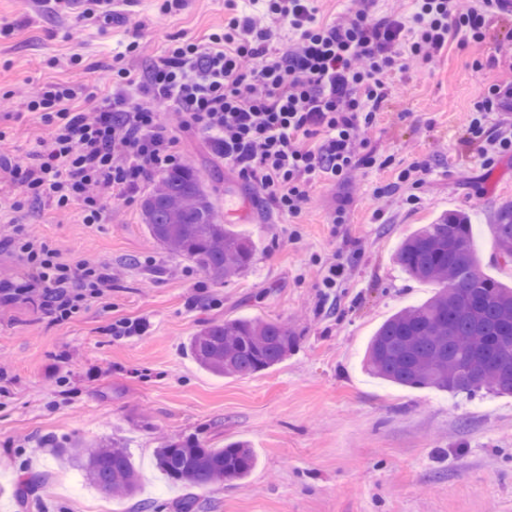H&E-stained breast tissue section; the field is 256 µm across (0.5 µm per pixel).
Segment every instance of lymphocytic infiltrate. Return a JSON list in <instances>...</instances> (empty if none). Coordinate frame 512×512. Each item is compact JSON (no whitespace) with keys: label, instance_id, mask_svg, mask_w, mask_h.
<instances>
[{"label":"lymphocytic infiltrate","instance_id":"lymphocytic-infiltrate-1","mask_svg":"<svg viewBox=\"0 0 512 512\" xmlns=\"http://www.w3.org/2000/svg\"><path fill=\"white\" fill-rule=\"evenodd\" d=\"M497 7V0H414L411 12L396 4L377 16L356 5L324 23L314 0H251L232 9L208 43L171 37L148 78L116 69L111 97L93 109H69L76 87L67 82L29 93L27 109L50 137L33 162L10 166L11 179L24 201L48 199L60 209L77 202L85 222L97 224L109 199L132 200L147 177L180 165L179 132L200 130L278 212L299 215L314 184L371 164L358 146L388 97V75L431 63L449 42L479 40ZM280 37L285 48H274ZM163 105L173 123L162 121ZM509 110L512 83L488 84L473 105L471 135L511 152L512 124L490 121ZM0 239L31 276L1 279L0 294L18 298L40 286L55 319H69L112 281L111 267L61 262L29 225L1 224Z\"/></svg>","mask_w":512,"mask_h":512}]
</instances>
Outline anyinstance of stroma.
<instances>
[{
	"mask_svg": "<svg viewBox=\"0 0 512 512\" xmlns=\"http://www.w3.org/2000/svg\"><path fill=\"white\" fill-rule=\"evenodd\" d=\"M116 0L111 21L89 14V0H0V162L28 161L49 130L26 96L43 82H71L73 110L112 93V48L130 32L158 57L177 34L203 42L222 30L225 0ZM512 36V12L486 21L484 37L456 43L427 65L389 76L387 101L364 132L370 166L350 178L316 183L296 217L280 215L253 183L225 163L206 133L182 134V162L220 204L224 223L256 243L250 269L221 281L160 247L139 203L109 200L100 223H84L79 203L43 200L10 210L19 190L0 178V219L31 225L64 262L108 265L112 286L57 322L33 298L0 301V512H179L197 495L203 512H512V396H453L375 378L364 354L379 325L421 302L433 286L394 261L402 238L448 210L466 213L483 273L512 283L498 257L494 212L512 202V153L484 166L490 143L471 139L475 100L488 83L512 80L498 43ZM148 56V57H149ZM427 169H418V161ZM422 180L405 201L403 170ZM396 186L381 197L377 188ZM237 203L243 214L231 216ZM343 223H331L335 212ZM347 271L324 287L330 264ZM286 323L297 342L278 365L245 378L197 366L186 350L207 323L237 317ZM141 325L112 336L113 322ZM209 447L243 441L257 465L242 482L190 491L168 482L154 450L191 435ZM123 440L141 475L136 498H107L54 447ZM40 477L14 494L17 469Z\"/></svg>",
	"mask_w": 512,
	"mask_h": 512,
	"instance_id": "obj_1",
	"label": "stroma"
}]
</instances>
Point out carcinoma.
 Masks as SVG:
<instances>
[{
    "instance_id": "cac0c4a2",
    "label": "carcinoma",
    "mask_w": 512,
    "mask_h": 512,
    "mask_svg": "<svg viewBox=\"0 0 512 512\" xmlns=\"http://www.w3.org/2000/svg\"><path fill=\"white\" fill-rule=\"evenodd\" d=\"M143 224L161 247L221 279L248 270L253 243L221 222L198 172H164L142 199ZM498 253L512 262V202L492 225ZM468 216L448 212L401 240L395 263L410 278L436 286L426 301L387 318L371 337L365 366L399 386L434 388L453 395L481 389L512 394V288L487 276L472 247ZM288 326L256 318L210 323L188 340L191 357L217 376L245 377L283 361L295 345ZM87 479L108 496L133 497L140 474L124 446L103 441L90 450L61 447ZM155 463L169 479L193 488L246 479L257 459L245 442L210 448L199 436L164 445Z\"/></svg>"
}]
</instances>
